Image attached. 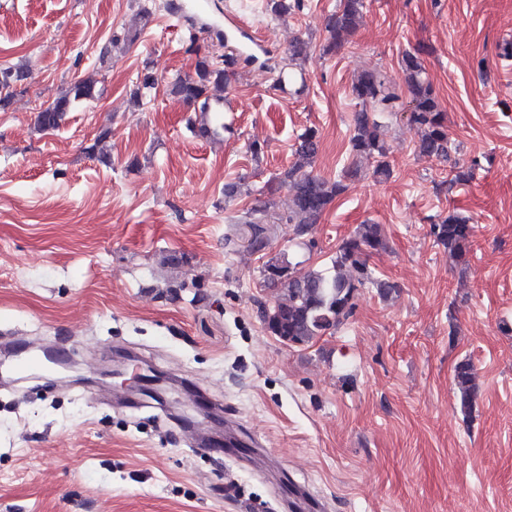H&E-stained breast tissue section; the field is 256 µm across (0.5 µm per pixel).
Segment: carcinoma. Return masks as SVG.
<instances>
[{
    "mask_svg": "<svg viewBox=\"0 0 512 512\" xmlns=\"http://www.w3.org/2000/svg\"><path fill=\"white\" fill-rule=\"evenodd\" d=\"M302 0H268L270 12L276 16L301 8ZM365 0H339L336 10L324 19L328 42L324 52L331 53L348 42L359 28ZM251 63L255 58H241L234 53L215 59L209 55L197 58L194 74L171 84V92L196 112H208L226 104V90L239 62ZM401 67L409 101L389 86L378 71H364L353 82L352 95L361 109L353 115L350 138L352 161L343 168L336 180L324 179L313 173L318 152V137L313 129L301 134L293 150L294 160L275 177L278 185L288 191L290 205L285 222L294 225L295 235H307L319 223L333 201L347 189V182L360 175V160L373 163V175L382 181L391 176L390 148L385 141L377 112H407L409 122L420 130L416 154L420 157L448 155L447 114L433 91L422 79L419 51L403 54ZM22 75L18 70H0V109L6 108L13 97L8 85L16 84ZM99 95L97 81L84 77L70 83L48 106L36 115L35 127L40 132L59 128L67 112L76 103L93 100ZM436 242L448 251L455 265L469 267L473 227L469 219L454 213L432 225ZM387 241L379 224H361L344 240L325 269L302 270L290 260L271 259L265 264V283L272 291L268 306L263 308L266 330L281 342L304 345L319 336L336 330L354 309L359 288L371 283L388 298L398 285L371 277L368 260L372 254L386 249ZM454 384L460 409L470 417L478 386L468 362L455 368Z\"/></svg>",
    "mask_w": 512,
    "mask_h": 512,
    "instance_id": "1",
    "label": "carcinoma"
}]
</instances>
